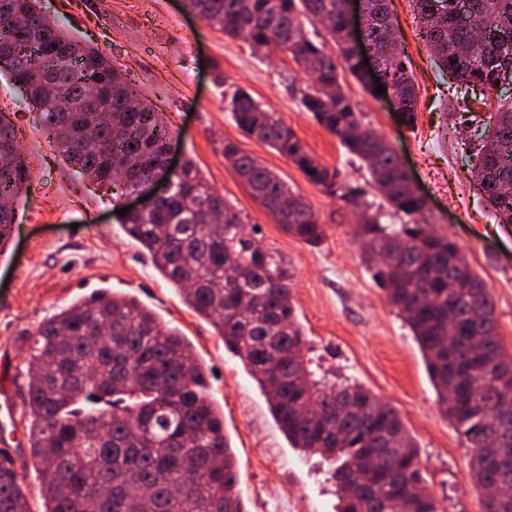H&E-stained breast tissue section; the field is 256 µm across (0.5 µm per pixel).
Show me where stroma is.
<instances>
[{
	"label": "stroma",
	"instance_id": "35a3bbf8",
	"mask_svg": "<svg viewBox=\"0 0 512 512\" xmlns=\"http://www.w3.org/2000/svg\"><path fill=\"white\" fill-rule=\"evenodd\" d=\"M41 14L101 52L133 80L171 127V163L193 160L249 233L287 267L291 295L316 380L358 384L388 403L413 437L425 486L440 512H482L470 477L472 451L444 414L423 354L408 324L388 302L354 234L357 217L265 142L243 133L224 110V95L248 90L290 126L309 154L363 192L382 224L400 229L366 165L302 106L309 77L288 53L260 54L189 12L184 0H38ZM398 46L417 91L414 127L398 124L390 95H370L346 71L338 78L363 127L384 137L425 201L420 223L456 242L492 295L502 342L512 351V227L497 223L471 179L473 147L498 105L512 101V83L494 89L457 87L438 68L418 34L411 0H391ZM0 114L10 119L29 164L31 189L0 240V343L13 346L27 372L33 336L59 307L105 289L135 298L192 345L207 392L224 414L239 467L247 512H336L330 464L293 448L240 358L211 322L184 301L177 285L152 265L125 233L118 215L124 186L105 194L75 176L44 134L39 118L9 76L0 75ZM275 172L311 207L325 230L310 246L286 235L224 159L225 142ZM13 452L31 512H43L39 474L28 436L16 425Z\"/></svg>",
	"mask_w": 512,
	"mask_h": 512
}]
</instances>
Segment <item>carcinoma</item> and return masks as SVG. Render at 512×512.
Returning <instances> with one entry per match:
<instances>
[{
	"instance_id": "cac0c4a2",
	"label": "carcinoma",
	"mask_w": 512,
	"mask_h": 512,
	"mask_svg": "<svg viewBox=\"0 0 512 512\" xmlns=\"http://www.w3.org/2000/svg\"><path fill=\"white\" fill-rule=\"evenodd\" d=\"M344 0H186L224 34L291 55L315 84L302 105L364 160L387 202L407 215L423 210L388 142L360 127L341 91L337 68L375 87L352 61ZM420 38L438 66L462 85L495 88L512 70V0H414ZM391 0H362L369 46L390 39L379 64L391 77L399 120L415 122L416 91L399 51ZM327 20L342 59L310 39L299 16ZM21 91L38 110L48 139L76 172L99 184L122 177L135 188L162 171L171 137L163 115L139 101L135 84L98 52L66 35L36 0H0V49ZM236 125L268 143L314 182L362 210L355 234L378 268L389 303L412 330L445 413L473 450L476 487L512 485V470L494 465L491 449L512 451V352L502 344L491 293L469 265L451 257L448 236L413 222L390 234L368 214L357 189L317 165L295 132L263 110L243 88L224 98ZM0 235L13 224V204L30 187L14 126L0 115ZM229 162L253 196L289 236L315 246L324 238L310 206L280 177L224 142ZM474 177L498 223L512 225V102L498 106L489 135L475 147ZM171 195L147 214L120 217L153 266L178 285L186 303L214 325L263 391L294 447L335 467L338 512H439L421 483L417 449L398 413L359 385L326 387L312 379L305 340L291 300L288 270L241 221L191 160L171 174ZM29 450L41 474L44 512H245L237 461L224 435V415L205 390L193 347L138 301L98 291L41 323L29 358ZM0 512H30L15 461L0 455Z\"/></svg>"
}]
</instances>
